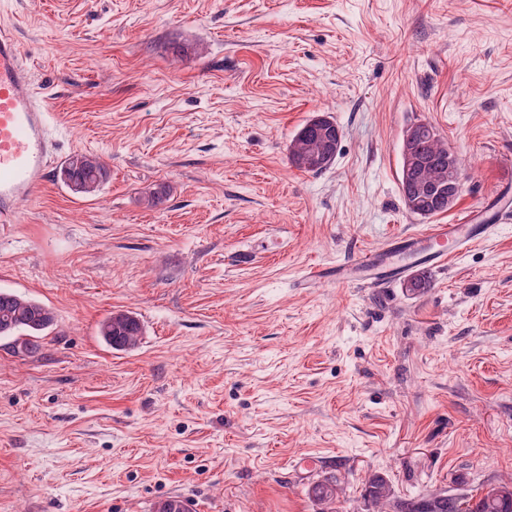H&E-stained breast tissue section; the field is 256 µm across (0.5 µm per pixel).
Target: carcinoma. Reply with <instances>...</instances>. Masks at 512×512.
Returning <instances> with one entry per match:
<instances>
[{"label": "carcinoma", "mask_w": 512, "mask_h": 512, "mask_svg": "<svg viewBox=\"0 0 512 512\" xmlns=\"http://www.w3.org/2000/svg\"><path fill=\"white\" fill-rule=\"evenodd\" d=\"M417 153L425 160L419 173L424 187L448 185V165L464 169L461 157L436 133H424L415 144ZM338 151L336 128L327 126L305 134L297 131L288 145V161L292 167L311 173H320L330 167L331 159ZM64 168L76 176L81 185L78 193L93 195L109 177V168L104 160L94 154H76L69 158ZM417 204L407 210L421 218L430 219L444 212L443 206L432 200L427 191H417ZM55 323L54 312L45 304L22 298L0 290V337H15L22 349L34 351L39 348L38 339ZM100 336L112 349L131 351L136 349L143 336V326L129 311H115L100 324ZM312 500L320 506V512H338L337 480L326 477L312 483L308 489ZM362 498L369 512H512V486H491L466 504L446 495H419L397 499L386 478L370 476L364 484ZM154 512H189L188 504L180 496H171L158 501Z\"/></svg>", "instance_id": "obj_1"}]
</instances>
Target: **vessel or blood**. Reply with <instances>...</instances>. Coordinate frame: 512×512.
<instances>
[{
    "label": "vessel or blood",
    "instance_id": "1",
    "mask_svg": "<svg viewBox=\"0 0 512 512\" xmlns=\"http://www.w3.org/2000/svg\"><path fill=\"white\" fill-rule=\"evenodd\" d=\"M51 102L32 86L17 38L0 29V224L16 221L19 205L31 199L46 183L49 167L62 152L49 132ZM512 220V210L492 205L489 220L479 223L470 213L462 224H438L414 237L395 238L382 252H364L327 269L310 268L309 281L352 284L371 281L383 284L405 276L407 266L397 256L409 255L422 266H446L449 251H463L491 235L498 224Z\"/></svg>",
    "mask_w": 512,
    "mask_h": 512
}]
</instances>
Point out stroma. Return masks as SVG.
Here are the masks:
<instances>
[{
    "mask_svg": "<svg viewBox=\"0 0 512 512\" xmlns=\"http://www.w3.org/2000/svg\"><path fill=\"white\" fill-rule=\"evenodd\" d=\"M0 25L62 152L110 168L91 197L50 171L0 226V290L56 316L35 352L0 338V512H317L330 476L364 512L373 473L401 498L512 484V223L384 288L302 280L512 189V0H0ZM317 113L342 136L314 174L288 145ZM416 121L467 176L430 222L399 189ZM116 310L134 351L98 333ZM100 336L114 350L131 351L140 344L143 326L133 313L119 310L102 321Z\"/></svg>",
    "mask_w": 512,
    "mask_h": 512,
    "instance_id": "35a3bbf8",
    "label": "stroma"
}]
</instances>
